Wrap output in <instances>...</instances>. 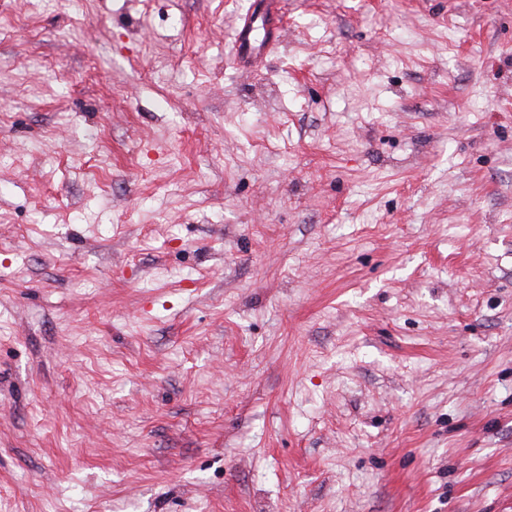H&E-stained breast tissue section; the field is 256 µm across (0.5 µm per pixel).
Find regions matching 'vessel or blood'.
I'll list each match as a JSON object with an SVG mask.
<instances>
[{
	"instance_id": "obj_1",
	"label": "vessel or blood",
	"mask_w": 512,
	"mask_h": 512,
	"mask_svg": "<svg viewBox=\"0 0 512 512\" xmlns=\"http://www.w3.org/2000/svg\"><path fill=\"white\" fill-rule=\"evenodd\" d=\"M282 16V0H253L239 15L232 40L240 69L249 70L256 59L267 55L279 41Z\"/></svg>"
}]
</instances>
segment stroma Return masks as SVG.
<instances>
[{"label":"stroma","instance_id":"1","mask_svg":"<svg viewBox=\"0 0 512 512\" xmlns=\"http://www.w3.org/2000/svg\"><path fill=\"white\" fill-rule=\"evenodd\" d=\"M0 0V512H512V0ZM282 0H258L238 17L233 32L237 65L248 71L258 58L267 55L280 39L278 24L284 15Z\"/></svg>","mask_w":512,"mask_h":512}]
</instances>
